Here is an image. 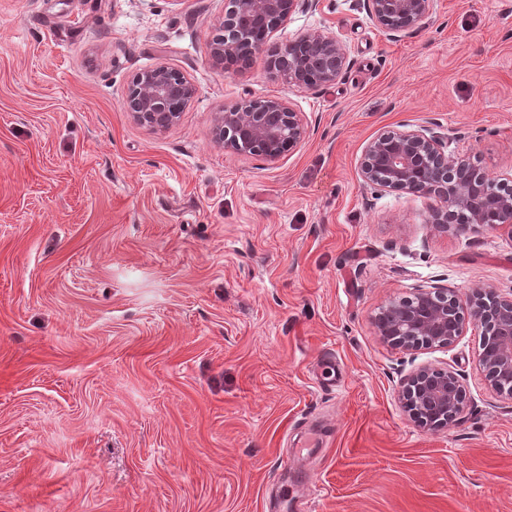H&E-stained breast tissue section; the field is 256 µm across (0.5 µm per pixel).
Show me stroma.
<instances>
[{"label": "stroma", "instance_id": "obj_1", "mask_svg": "<svg viewBox=\"0 0 512 512\" xmlns=\"http://www.w3.org/2000/svg\"><path fill=\"white\" fill-rule=\"evenodd\" d=\"M224 2L0 0V512H512V399L479 332L409 354L372 325L420 285L512 294V235L435 230L436 200L360 176L403 121L512 175V0H438L399 41L320 0L271 33L345 43L316 90L262 50L215 65ZM157 66L196 88L161 131L122 108ZM271 95L303 142L225 152L216 113ZM421 366L460 375L459 423L409 419Z\"/></svg>", "mask_w": 512, "mask_h": 512}]
</instances>
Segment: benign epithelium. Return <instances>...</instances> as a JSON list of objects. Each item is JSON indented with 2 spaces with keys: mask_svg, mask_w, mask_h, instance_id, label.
<instances>
[{
  "mask_svg": "<svg viewBox=\"0 0 512 512\" xmlns=\"http://www.w3.org/2000/svg\"><path fill=\"white\" fill-rule=\"evenodd\" d=\"M319 0H229L220 34L210 44L217 65L241 64L256 49L267 48L276 77L290 86L318 88L333 84L348 58L335 34L308 30L285 44L266 46L271 30L296 13L316 9ZM435 0H364L368 17L396 37L431 19ZM195 95L179 71L158 66L139 72L128 88L123 109L155 130L175 124ZM307 128L301 113L286 99H252L218 113L212 135L231 154H257L277 160L302 142ZM446 144L431 128L396 129L373 138L361 161L362 180L371 186L436 197L446 206L431 216L438 229L459 231L506 227L512 235V192L493 199L479 182L489 179L465 160L448 156ZM481 329L478 364L489 388L512 398V295L476 287L466 300L437 286L417 287L408 297L392 299L373 319L379 338L402 351L449 348L462 336L465 320ZM404 406L418 425L435 429L456 422L466 407L460 375L447 368L423 367L410 373L402 391Z\"/></svg>",
  "mask_w": 512,
  "mask_h": 512,
  "instance_id": "1",
  "label": "benign epithelium"
}]
</instances>
